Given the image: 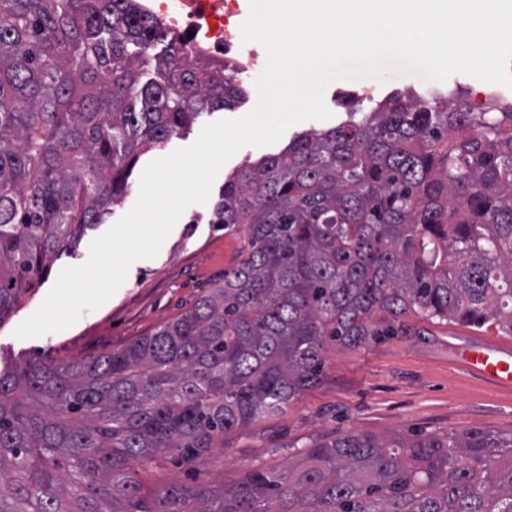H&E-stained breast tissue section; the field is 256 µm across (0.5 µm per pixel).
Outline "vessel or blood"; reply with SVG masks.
<instances>
[{"instance_id": "1", "label": "vessel or blood", "mask_w": 512, "mask_h": 512, "mask_svg": "<svg viewBox=\"0 0 512 512\" xmlns=\"http://www.w3.org/2000/svg\"><path fill=\"white\" fill-rule=\"evenodd\" d=\"M449 360L490 384L512 389V348L495 341L473 340L448 346Z\"/></svg>"}]
</instances>
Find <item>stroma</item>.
<instances>
[{"label":"stroma","mask_w":512,"mask_h":512,"mask_svg":"<svg viewBox=\"0 0 512 512\" xmlns=\"http://www.w3.org/2000/svg\"><path fill=\"white\" fill-rule=\"evenodd\" d=\"M405 92L421 99L445 96L449 107L468 108L481 97L512 99V90L464 74L425 81L397 74L379 90L378 99ZM339 82L325 90L332 112L327 120L291 126L275 144L240 149L221 169L212 190L220 196L225 181L247 163L277 154L298 135L327 130L347 120ZM212 205L190 206L156 258L134 263L125 283L102 307L82 314L72 327L39 338L19 339L14 329L42 303L61 269L84 263L91 241L105 233L100 224L87 230L76 255L62 256L48 277L9 319L0 324V368L33 357L64 359L118 351L193 307L237 265L243 241L211 224ZM512 346V335L495 328L472 329L401 316L394 334L355 349L329 348L318 383L283 411L236 429L224 445L185 462L165 455L153 464L155 483L178 481L208 485L238 479L244 471L287 467L303 446L344 432L388 436L420 430H485L512 435V391L491 387L448 359V345L474 338Z\"/></svg>","instance_id":"1"}]
</instances>
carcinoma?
I'll return each mask as SVG.
<instances>
[{"label": "carcinoma", "instance_id": "cac0c4a2", "mask_svg": "<svg viewBox=\"0 0 512 512\" xmlns=\"http://www.w3.org/2000/svg\"><path fill=\"white\" fill-rule=\"evenodd\" d=\"M136 2L0 0V323L129 194L141 146L243 93ZM211 223L245 247L193 308L0 370V512H512V435L482 430L338 434L214 488L140 478L298 401L326 342L393 331L378 313L512 334L511 106L391 97L243 167Z\"/></svg>", "mask_w": 512, "mask_h": 512}]
</instances>
